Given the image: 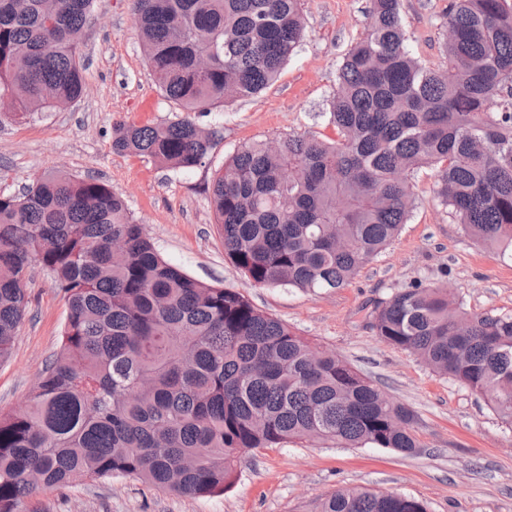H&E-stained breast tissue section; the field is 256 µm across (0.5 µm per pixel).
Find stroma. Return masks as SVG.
I'll use <instances>...</instances> for the list:
<instances>
[{"mask_svg": "<svg viewBox=\"0 0 512 512\" xmlns=\"http://www.w3.org/2000/svg\"><path fill=\"white\" fill-rule=\"evenodd\" d=\"M448 0H401L407 46L443 66ZM367 0H304L306 32L277 80L259 95L214 108L200 124L219 135L202 166L174 171L112 147V128L174 120L133 28L131 0H95L80 40L86 90L72 104L0 124V194L16 195L60 168L122 196L163 257L189 275L246 295L296 334L346 359L415 414L413 453L291 441L245 455L221 494L184 496L122 477L41 490L21 512H318L339 488L399 493L428 512H512V427L467 388L382 341L375 306L415 284L444 285L471 312L512 315V260L471 240L434 195L437 172L414 179L415 207L399 236L345 288H258L224 256L210 204L214 173L240 145L304 134L332 139L338 69L367 26ZM26 315L0 360V413L23 409L61 343L67 307L39 265L25 282Z\"/></svg>", "mask_w": 512, "mask_h": 512, "instance_id": "1", "label": "stroma"}]
</instances>
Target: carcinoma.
<instances>
[{"label":"carcinoma","mask_w":512,"mask_h":512,"mask_svg":"<svg viewBox=\"0 0 512 512\" xmlns=\"http://www.w3.org/2000/svg\"><path fill=\"white\" fill-rule=\"evenodd\" d=\"M94 0H0V97L20 115L85 89ZM157 86L183 115L112 129V148L190 170L216 132L197 116L261 93L305 36L302 0H132ZM330 104L337 138L238 148L210 191L224 254L258 287L335 291L410 219L413 175L476 243L512 256V0H448L446 67L414 58L400 0H368ZM39 264L67 307L59 351L18 413L0 414V512L39 489L112 477L162 492H224L242 457L290 440L412 453L414 415L335 352L242 293L164 260L106 183L52 171L0 195V359ZM372 327L468 388L512 426V316L471 313L415 284ZM319 512H427L397 493L340 488Z\"/></svg>","instance_id":"1"}]
</instances>
